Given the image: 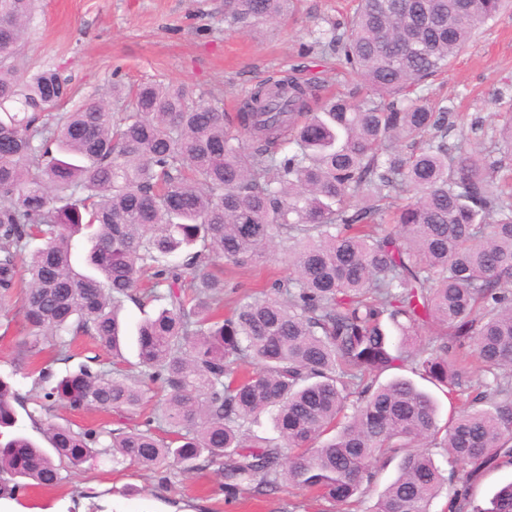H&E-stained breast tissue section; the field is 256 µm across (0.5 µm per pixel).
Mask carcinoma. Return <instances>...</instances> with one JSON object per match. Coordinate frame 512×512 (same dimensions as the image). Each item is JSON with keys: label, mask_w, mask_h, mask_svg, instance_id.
Here are the masks:
<instances>
[{"label": "carcinoma", "mask_w": 512, "mask_h": 512, "mask_svg": "<svg viewBox=\"0 0 512 512\" xmlns=\"http://www.w3.org/2000/svg\"><path fill=\"white\" fill-rule=\"evenodd\" d=\"M506 0H358L345 22L311 32L369 94L320 99V85L271 76L232 115L186 86L144 82L112 115L104 101L71 112V76L13 64L33 0H0V311L20 302L23 357L55 338L63 375L34 367L36 397L0 373V499L103 455L115 464L211 469L224 494L256 497L282 483L352 512L378 481L399 475L373 512H512V482L478 501L474 485L512 465V194L501 159L448 146L450 112L412 96L448 67ZM292 0H224L234 24L288 16ZM410 144L404 151L401 144ZM407 198L394 228L360 198ZM43 247L29 249L33 239ZM293 243L292 271L224 312L221 262L245 266ZM162 303L136 327L139 379L122 367L120 311ZM435 337L422 339V330ZM477 360L492 379L466 384ZM406 369L385 384L379 373ZM459 404L444 426L413 377ZM167 391L164 434L73 428L71 411L135 414L144 384ZM24 411L47 446L25 432ZM268 413L279 440L252 437ZM448 457L449 470L435 461ZM90 351L96 352L100 356V360L106 363V365L109 364V361H112V356L109 355L106 350L97 346L90 338L83 337L80 338L72 348L71 353L75 354V356L68 363H63V361L54 363L52 368L55 373L62 374L66 369H72L76 367L79 362L84 361L85 356L94 355L90 353Z\"/></svg>", "instance_id": "carcinoma-1"}]
</instances>
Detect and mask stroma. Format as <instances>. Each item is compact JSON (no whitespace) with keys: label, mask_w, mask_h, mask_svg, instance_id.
I'll return each instance as SVG.
<instances>
[{"label":"stroma","mask_w":512,"mask_h":512,"mask_svg":"<svg viewBox=\"0 0 512 512\" xmlns=\"http://www.w3.org/2000/svg\"><path fill=\"white\" fill-rule=\"evenodd\" d=\"M353 0H294L280 24L248 30L229 25L224 0H36L18 62L35 71L63 68L73 78L76 102L105 97L113 75L126 85L161 81L191 86L198 100L235 111L251 90L276 72L319 82L322 93L362 97L360 78L330 55H304L303 44L325 20L352 13ZM428 100L453 115L449 145L477 144L493 149L503 122L512 116V10L489 20L454 57L426 92ZM289 250L271 248L266 259L224 268L226 290L243 294L256 285L288 275ZM0 330V372L14 373L17 389L30 390L31 365L53 360L51 340L26 363L24 312L8 314ZM157 472L134 464L113 466L96 460L54 487L28 488L16 500H0V512H322L310 493L285 485L256 499L247 492L225 499L222 480L205 469L177 476L162 487Z\"/></svg>","instance_id":"stroma-1"}]
</instances>
